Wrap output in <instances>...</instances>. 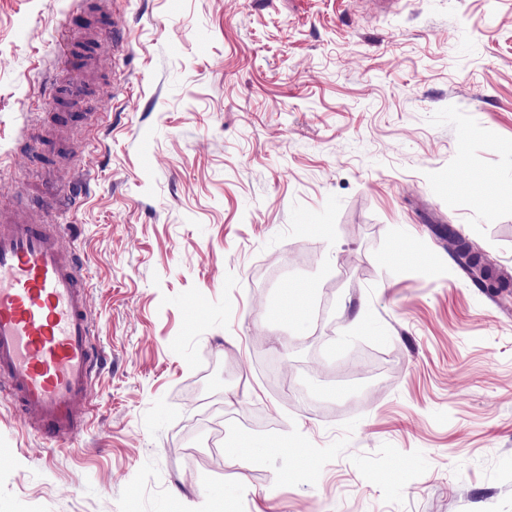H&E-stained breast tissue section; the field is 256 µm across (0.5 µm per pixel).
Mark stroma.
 <instances>
[{
	"instance_id": "1",
	"label": "stroma",
	"mask_w": 512,
	"mask_h": 512,
	"mask_svg": "<svg viewBox=\"0 0 512 512\" xmlns=\"http://www.w3.org/2000/svg\"><path fill=\"white\" fill-rule=\"evenodd\" d=\"M71 6L0 0L1 211L42 189ZM119 16L58 212L104 363L76 441L0 387V512H512V0Z\"/></svg>"
}]
</instances>
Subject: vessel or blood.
I'll list each match as a JSON object with an SVG mask.
<instances>
[{
    "instance_id": "obj_1",
    "label": "vessel or blood",
    "mask_w": 512,
    "mask_h": 512,
    "mask_svg": "<svg viewBox=\"0 0 512 512\" xmlns=\"http://www.w3.org/2000/svg\"><path fill=\"white\" fill-rule=\"evenodd\" d=\"M98 24L82 27L77 13L64 23L82 28L70 51L80 68L93 71L103 49L124 43L115 0H94ZM66 101H91L90 86L58 76ZM88 134L104 124L98 112H61L54 138L73 122ZM57 224H33L14 210L0 212V381L31 418L37 433L56 441L80 437L87 425L88 391L103 356L94 343L81 263L60 244Z\"/></svg>"
}]
</instances>
